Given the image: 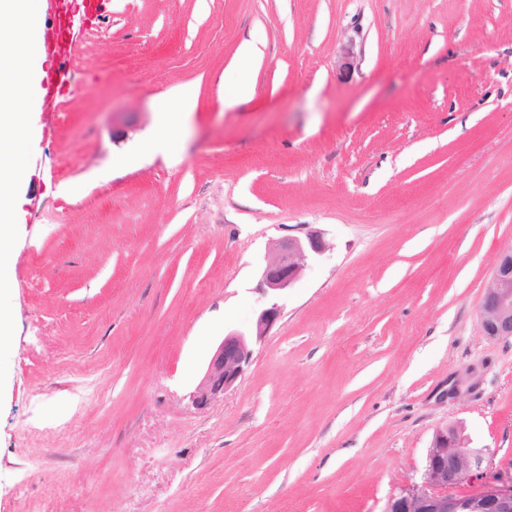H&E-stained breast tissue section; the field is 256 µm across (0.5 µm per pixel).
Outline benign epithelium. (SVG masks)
<instances>
[{"instance_id":"benign-epithelium-1","label":"benign epithelium","mask_w":512,"mask_h":512,"mask_svg":"<svg viewBox=\"0 0 512 512\" xmlns=\"http://www.w3.org/2000/svg\"><path fill=\"white\" fill-rule=\"evenodd\" d=\"M326 244L317 231L305 237L288 236L272 244V257L260 270L257 290L265 302L257 309L248 330H231L213 346L203 375L191 391V404L202 409L232 390L252 359V344L261 340L278 320V300L301 279L305 268L323 256ZM485 336L512 340V249L497 258L481 310ZM484 449L472 447L461 423L436 432L426 455L422 488L395 499L387 512H464L469 500L482 512H512V480L484 482L469 496H453L448 487L468 482L483 473Z\"/></svg>"}]
</instances>
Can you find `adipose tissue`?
Returning <instances> with one entry per match:
<instances>
[{
	"mask_svg": "<svg viewBox=\"0 0 512 512\" xmlns=\"http://www.w3.org/2000/svg\"><path fill=\"white\" fill-rule=\"evenodd\" d=\"M0 14L20 18L18 26L0 29V55L17 56L19 76L0 65V271L7 254L13 218L16 174L24 166L23 144L29 135L28 113L34 81L42 71L44 9L41 0H0Z\"/></svg>",
	"mask_w": 512,
	"mask_h": 512,
	"instance_id": "1",
	"label": "adipose tissue"
}]
</instances>
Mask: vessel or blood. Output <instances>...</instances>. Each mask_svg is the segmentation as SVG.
Returning a JSON list of instances; mask_svg holds the SVG:
<instances>
[{
  "mask_svg": "<svg viewBox=\"0 0 512 512\" xmlns=\"http://www.w3.org/2000/svg\"><path fill=\"white\" fill-rule=\"evenodd\" d=\"M42 46L49 62L43 83L46 111H58L73 93L77 20L101 22L111 16L110 0H48Z\"/></svg>",
  "mask_w": 512,
  "mask_h": 512,
  "instance_id": "vessel-or-blood-1",
  "label": "vessel or blood"
}]
</instances>
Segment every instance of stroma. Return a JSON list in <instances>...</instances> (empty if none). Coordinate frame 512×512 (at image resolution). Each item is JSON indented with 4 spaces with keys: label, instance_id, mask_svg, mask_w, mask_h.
Here are the masks:
<instances>
[{
    "label": "stroma",
    "instance_id": "obj_1",
    "mask_svg": "<svg viewBox=\"0 0 512 512\" xmlns=\"http://www.w3.org/2000/svg\"><path fill=\"white\" fill-rule=\"evenodd\" d=\"M75 68L29 114L0 271V512H388L458 422L512 475V341L480 322L512 247V0H112ZM311 230L323 259L195 409L273 242ZM255 91V81L250 74L247 72L239 73L232 86L225 90V109L234 108L242 99L252 97Z\"/></svg>",
    "mask_w": 512,
    "mask_h": 512
}]
</instances>
